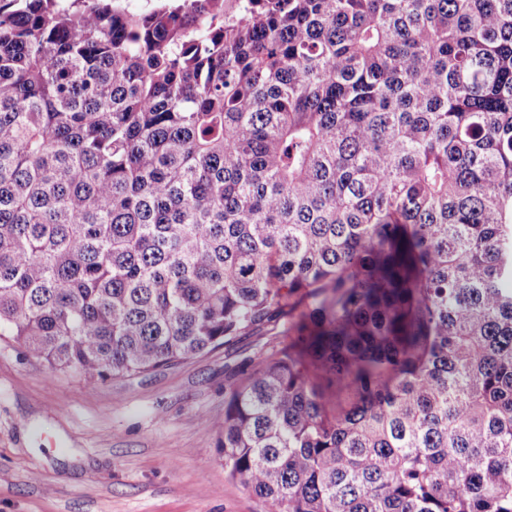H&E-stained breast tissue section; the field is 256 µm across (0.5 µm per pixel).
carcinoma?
<instances>
[{
	"mask_svg": "<svg viewBox=\"0 0 512 512\" xmlns=\"http://www.w3.org/2000/svg\"><path fill=\"white\" fill-rule=\"evenodd\" d=\"M285 310L264 512H512V0H0V336L96 384Z\"/></svg>",
	"mask_w": 512,
	"mask_h": 512,
	"instance_id": "carcinoma-1",
	"label": "carcinoma"
}]
</instances>
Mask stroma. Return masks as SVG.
<instances>
[{
    "label": "stroma",
    "mask_w": 512,
    "mask_h": 512,
    "mask_svg": "<svg viewBox=\"0 0 512 512\" xmlns=\"http://www.w3.org/2000/svg\"><path fill=\"white\" fill-rule=\"evenodd\" d=\"M287 321L136 376L89 384L0 336V512H263L228 478V388L288 344Z\"/></svg>",
    "instance_id": "stroma-1"
}]
</instances>
